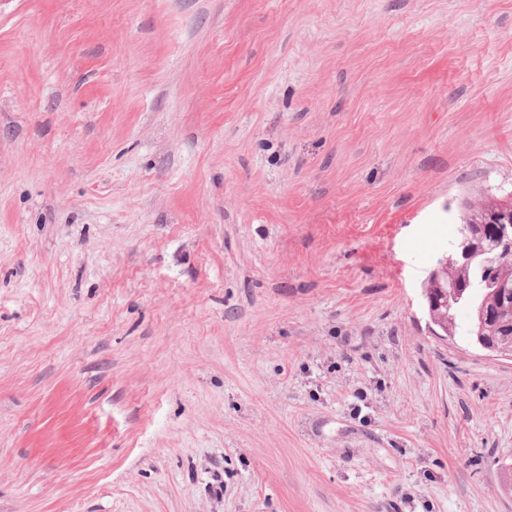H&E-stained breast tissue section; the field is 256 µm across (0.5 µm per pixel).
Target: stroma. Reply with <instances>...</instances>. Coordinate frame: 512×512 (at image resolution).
I'll use <instances>...</instances> for the list:
<instances>
[{
    "label": "stroma",
    "mask_w": 512,
    "mask_h": 512,
    "mask_svg": "<svg viewBox=\"0 0 512 512\" xmlns=\"http://www.w3.org/2000/svg\"><path fill=\"white\" fill-rule=\"evenodd\" d=\"M487 203L512 0H0V512H512ZM479 224H487L486 234L488 239H494L493 224L497 225L498 241L501 248L500 256L510 260H505L499 267L498 272L493 279L487 281L483 278V262L482 257H478L484 251L481 244V231ZM512 206L498 207L494 206L486 215V219L477 220L474 215H463L460 224L457 227V234L452 242L449 250L448 261L444 266L454 267L457 265L466 266L474 261L465 269L459 270L449 268L448 280L442 278L439 280V270L433 271L428 278V285L424 288L427 309L431 322L437 326V313L442 307H447V295L444 301H440L437 294L441 288L448 292V283L453 279H466L470 281L471 286L463 297L466 289L461 284L452 285L453 293L450 297L460 299L458 303H452L451 309L448 310L449 324L452 330L456 331L455 317L452 313L454 307L460 303H465L470 309L469 324L467 327L468 335L473 331L475 318L478 310L483 306H489L492 309H500L501 322L496 326L491 336V340L496 342L507 343L511 340L512 347ZM478 257V258H477ZM441 283V285H440ZM506 283L510 288H498L499 284ZM489 313L485 310L478 312V329L476 331V341L474 342L481 349L499 355H508L512 358L511 353L506 354L505 349L497 343L491 342L481 334V327Z\"/></svg>",
    "instance_id": "stroma-1"
}]
</instances>
